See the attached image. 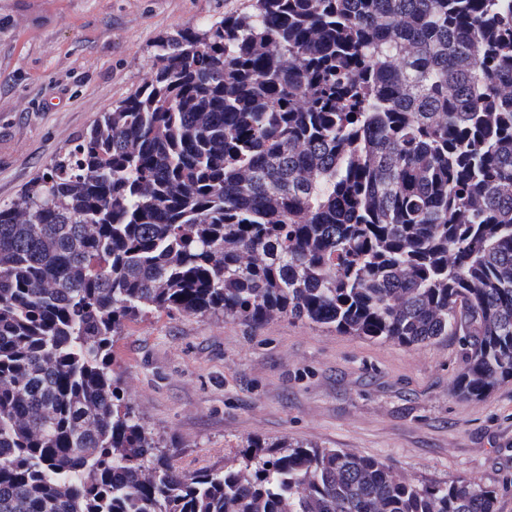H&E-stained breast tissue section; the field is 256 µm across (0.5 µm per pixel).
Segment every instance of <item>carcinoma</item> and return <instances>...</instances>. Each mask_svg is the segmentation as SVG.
I'll list each match as a JSON object with an SVG mask.
<instances>
[{
  "mask_svg": "<svg viewBox=\"0 0 512 512\" xmlns=\"http://www.w3.org/2000/svg\"><path fill=\"white\" fill-rule=\"evenodd\" d=\"M276 317L512 382V0H253L0 207V512H496L311 442L186 473L128 402L145 314Z\"/></svg>",
  "mask_w": 512,
  "mask_h": 512,
  "instance_id": "obj_1",
  "label": "carcinoma"
}]
</instances>
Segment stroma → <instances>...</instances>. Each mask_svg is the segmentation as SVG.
Returning a JSON list of instances; mask_svg holds the SVG:
<instances>
[{
  "label": "stroma",
  "mask_w": 512,
  "mask_h": 512,
  "mask_svg": "<svg viewBox=\"0 0 512 512\" xmlns=\"http://www.w3.org/2000/svg\"><path fill=\"white\" fill-rule=\"evenodd\" d=\"M251 0H0V205L150 75L154 42ZM114 369L180 470L223 468L248 439L310 440L412 476L476 478L512 512V382L456 396L457 338L406 347L305 322L148 315Z\"/></svg>",
  "instance_id": "stroma-1"
}]
</instances>
